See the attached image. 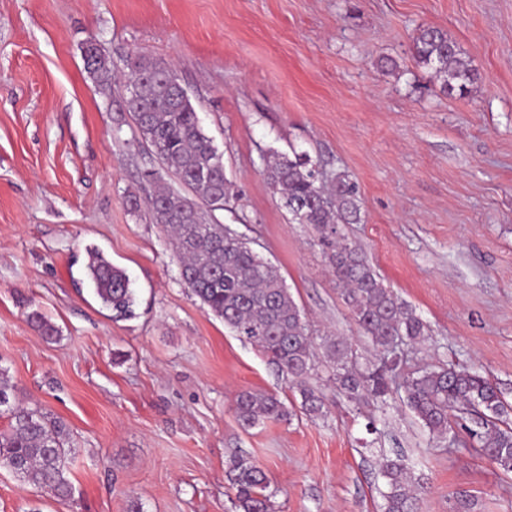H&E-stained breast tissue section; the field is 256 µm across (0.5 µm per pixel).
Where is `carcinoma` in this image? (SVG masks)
Masks as SVG:
<instances>
[{"mask_svg": "<svg viewBox=\"0 0 512 512\" xmlns=\"http://www.w3.org/2000/svg\"><path fill=\"white\" fill-rule=\"evenodd\" d=\"M416 63L432 70L450 96L471 92L476 73L460 46L448 33L422 26L412 40ZM89 75L105 83L112 79L103 47L87 42L84 51ZM169 65L139 54L130 63L126 89L129 112L142 139L191 195L160 186L147 201L152 221L170 234L180 262V277L224 326L255 346L275 365L301 396L300 409L310 416L323 413L322 393L310 384L316 371L313 332L294 301L279 269L265 261L215 212L234 196L224 176L222 156L203 132L190 99L176 91L167 77ZM318 168L301 155L275 154L262 175L295 224H311L334 277L336 290L375 351L373 368L357 369L351 344L340 336H324L320 348L332 369L336 389L349 400L370 399L386 405L392 389L389 374L397 371L400 353L393 346L420 342L427 323L392 289L384 286L363 250L342 227L361 221L359 189L345 173L334 177L332 188L315 178ZM87 279L93 294L115 320L135 316L136 295L126 272L102 254L92 255ZM40 334L59 336V329L41 313L29 314ZM398 384L408 408L432 438L452 429L451 413L472 416L481 455L505 473L512 472V408L501 391L467 368L427 365L401 373ZM0 414L9 425L0 431V467L20 481L58 499L70 500L74 486L64 422L38 406L21 402L4 370L0 369ZM237 420L253 427L267 420L286 421L288 407L274 394L244 389L235 400ZM378 473L385 480L384 512H418L425 488L412 481L404 459L383 455ZM229 480L235 512H272V493L264 470L244 458L232 461Z\"/></svg>", "mask_w": 512, "mask_h": 512, "instance_id": "1", "label": "carcinoma"}]
</instances>
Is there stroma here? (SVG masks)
<instances>
[{
    "label": "stroma",
    "instance_id": "1",
    "mask_svg": "<svg viewBox=\"0 0 512 512\" xmlns=\"http://www.w3.org/2000/svg\"><path fill=\"white\" fill-rule=\"evenodd\" d=\"M423 25L476 70L468 96L413 59ZM91 40L112 83L85 69ZM139 52L171 65L223 156L238 197L218 219L279 268L316 337H348L358 367L375 360L318 231L291 223L261 174L273 151L358 183L361 221L345 232L430 327L404 345L409 367L477 370L512 403V0H0V368L75 447L72 499L0 469V512H234L235 457L264 468L273 512H383L381 453L424 483L419 512H512V473L464 427L429 440L401 393L356 405L324 369L328 411L306 416L189 293L167 235L127 204L174 181L126 110ZM94 249L126 271L133 318L112 319L82 284ZM243 389L294 416L242 427Z\"/></svg>",
    "mask_w": 512,
    "mask_h": 512
}]
</instances>
